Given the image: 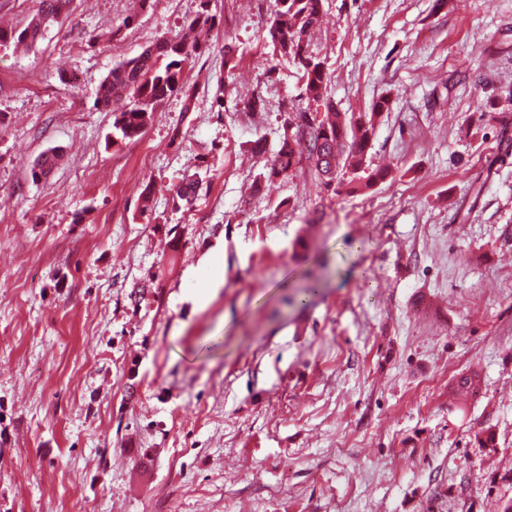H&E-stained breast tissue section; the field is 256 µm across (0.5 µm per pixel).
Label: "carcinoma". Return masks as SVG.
<instances>
[{"label": "carcinoma", "mask_w": 512, "mask_h": 512, "mask_svg": "<svg viewBox=\"0 0 512 512\" xmlns=\"http://www.w3.org/2000/svg\"><path fill=\"white\" fill-rule=\"evenodd\" d=\"M72 0H41L40 8L19 31L0 30V43L32 47L48 27L70 9ZM210 0H200L201 11L190 26L200 32L211 27L208 14ZM322 0H277V9L269 27L276 50L292 60L302 72L301 97L318 102L323 98L327 74L324 62L308 52L304 36L319 22ZM201 50L199 39H167L155 43L140 55L126 59L112 68L98 87L94 106L112 113L116 137L112 143L132 140L148 127L152 112L168 96L181 90L180 79L185 65ZM374 132V124L352 126L346 114L334 112L319 122H302L292 134H284L279 149L264 178L288 176L298 168L303 156L314 164L323 184L331 186L343 170L351 171L352 190L367 188L381 172L360 175L363 158ZM54 151L41 156L34 177H47L56 165Z\"/></svg>", "instance_id": "cac0c4a2"}]
</instances>
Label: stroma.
I'll use <instances>...</instances> for the list:
<instances>
[{
	"instance_id": "35a3bbf8",
	"label": "stroma",
	"mask_w": 512,
	"mask_h": 512,
	"mask_svg": "<svg viewBox=\"0 0 512 512\" xmlns=\"http://www.w3.org/2000/svg\"><path fill=\"white\" fill-rule=\"evenodd\" d=\"M197 9L73 0L30 50L0 45V512H498L512 0H323L319 102L273 51L275 0H212L183 91L113 143L98 86ZM329 103L374 118L388 176L354 193L305 161L260 184L289 115Z\"/></svg>"
}]
</instances>
